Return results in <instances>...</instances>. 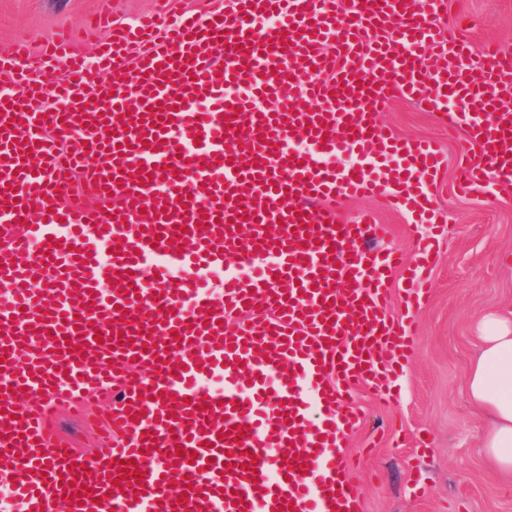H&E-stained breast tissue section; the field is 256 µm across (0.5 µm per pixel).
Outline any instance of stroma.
<instances>
[{"label": "stroma", "instance_id": "stroma-1", "mask_svg": "<svg viewBox=\"0 0 512 512\" xmlns=\"http://www.w3.org/2000/svg\"><path fill=\"white\" fill-rule=\"evenodd\" d=\"M98 0H0V51L24 33L39 47L57 30L78 25ZM451 36L469 43L471 59L493 42L512 52V0H448L441 19ZM381 124L401 138H430L447 159L436 187L444 225L413 227L385 200L348 201L346 214L367 208L384 224L378 248L415 257L421 239L435 235L439 264L432 271L428 302L413 312L402 303V274L391 280L388 304L395 321L411 318L416 355L397 369L391 404L360 386L352 399L365 420L344 448L361 475L365 512H512V480L495 475L480 453L481 412L466 394V372L478 350L476 326L486 313L512 304V197H465L456 191L458 169L478 161L480 151L466 132L449 133L433 113L394 99ZM108 396L79 409H51L56 428L84 456L98 455L99 414Z\"/></svg>", "mask_w": 512, "mask_h": 512}]
</instances>
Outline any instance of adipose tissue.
Masks as SVG:
<instances>
[{
	"mask_svg": "<svg viewBox=\"0 0 512 512\" xmlns=\"http://www.w3.org/2000/svg\"><path fill=\"white\" fill-rule=\"evenodd\" d=\"M477 333L467 388L486 418L482 451L492 472L512 477V309L481 317Z\"/></svg>",
	"mask_w": 512,
	"mask_h": 512,
	"instance_id": "ef3b65f1",
	"label": "adipose tissue"
}]
</instances>
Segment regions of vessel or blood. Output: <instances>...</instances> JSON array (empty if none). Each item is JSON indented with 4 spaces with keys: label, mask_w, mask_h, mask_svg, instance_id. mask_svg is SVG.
<instances>
[{
    "label": "vessel or blood",
    "mask_w": 512,
    "mask_h": 512,
    "mask_svg": "<svg viewBox=\"0 0 512 512\" xmlns=\"http://www.w3.org/2000/svg\"><path fill=\"white\" fill-rule=\"evenodd\" d=\"M445 14L446 0H225L0 54V512H364L341 453L363 420L347 398L391 397L415 344L388 280L406 270L420 306L436 252L406 265L372 247L370 212L346 222L337 203L434 223L445 165L381 111L401 96L465 130L481 159L459 190L512 194V54L469 64ZM77 174L95 205L64 202ZM236 314L247 324L225 332ZM104 391L90 460L49 410ZM402 281V272H396L391 280L390 291L388 294V304L391 314L394 320L398 322L405 321L404 314L406 313V309L402 303Z\"/></svg>",
    "instance_id": "1"
}]
</instances>
